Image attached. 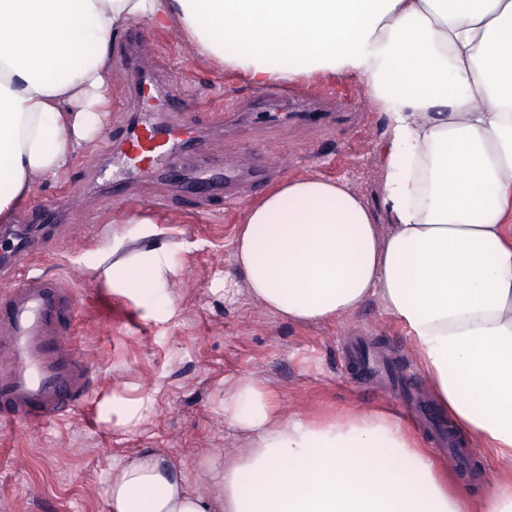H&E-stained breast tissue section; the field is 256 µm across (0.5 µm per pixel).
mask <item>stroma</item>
I'll list each match as a JSON object with an SVG mask.
<instances>
[{"label": "stroma", "instance_id": "1", "mask_svg": "<svg viewBox=\"0 0 512 512\" xmlns=\"http://www.w3.org/2000/svg\"><path fill=\"white\" fill-rule=\"evenodd\" d=\"M138 29L159 62L198 101L191 121L203 132L221 133L209 152L183 153L182 172L217 179L236 174L235 161L246 149L251 164L268 169L274 162L259 149L274 142L288 154L283 178L342 180L379 205L388 118L365 106L364 81L321 75L306 82L308 92H331L341 105L360 107L359 125L343 120L329 130L292 125L286 119L287 99L261 101L260 87L188 55L165 31L144 23ZM128 100L127 85L113 90L92 148L75 155L59 182L37 187L20 208L37 224L38 204L63 207L67 228L36 258V270L76 282L73 333L99 379L100 402L42 429L0 430V512H108L112 463L140 448L181 459L189 477H196L201 454L240 445L224 420V387L242 377L263 378L288 415L380 409L375 389L339 361L345 339L359 333L368 334L401 369L413 370L417 387L428 386L406 348L402 325L377 299L363 303L345 324L291 323L258 305L241 284L231 251L245 203L221 210L197 207L187 199V184L127 162L122 134L127 124L146 117L142 110L128 109ZM228 101L247 115L261 105L281 119L270 125L248 117L215 126V114ZM95 171L123 173L124 203L99 211V188L90 181ZM146 198L157 202L148 214L139 205ZM117 235L124 243L116 251ZM152 244L169 249L168 294L146 290L128 297L112 285V264ZM228 279L238 284L230 301L224 297ZM143 396L152 404L136 426L102 418V400L118 409ZM475 463L481 481L474 485L449 474V492L476 501L486 497L501 461L493 449L483 448Z\"/></svg>", "mask_w": 512, "mask_h": 512}]
</instances>
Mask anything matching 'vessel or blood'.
Returning a JSON list of instances; mask_svg holds the SVG:
<instances>
[{"mask_svg":"<svg viewBox=\"0 0 512 512\" xmlns=\"http://www.w3.org/2000/svg\"><path fill=\"white\" fill-rule=\"evenodd\" d=\"M125 56L132 77L131 97L157 100L161 111L151 125L127 131L125 152L149 166L166 160V173L176 174L170 160L182 146L190 144L200 151L207 144L195 125L175 119L178 113L192 111L194 100L153 66L138 31L129 33ZM32 266V252L16 250L8 270L11 283L0 290V426L51 425L90 404L99 387L73 339L75 305L70 283L32 273ZM346 358L362 380H387L389 397L410 405L427 426L436 452L448 455L459 475L468 474L472 449L460 448L453 432L431 412L425 399L410 401L403 394V387L413 382L409 372L386 365L383 356L372 354L364 336L347 344Z\"/></svg>","mask_w":512,"mask_h":512,"instance_id":"b4317fda","label":"vessel or blood"}]
</instances>
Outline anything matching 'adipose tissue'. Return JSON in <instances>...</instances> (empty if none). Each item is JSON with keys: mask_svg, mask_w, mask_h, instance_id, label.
Here are the masks:
<instances>
[{"mask_svg": "<svg viewBox=\"0 0 512 512\" xmlns=\"http://www.w3.org/2000/svg\"><path fill=\"white\" fill-rule=\"evenodd\" d=\"M134 19L257 87L364 81L388 118L380 209L340 181L289 179L246 207L234 264L294 323L378 298L457 429L512 457V0H0L1 224L92 144L122 81L112 37ZM169 271L162 246L112 265L132 294L164 292ZM224 419L244 444L205 454L199 486L142 448L113 462L109 512H512L511 477L480 503L451 494L381 413L290 416L250 376Z\"/></svg>", "mask_w": 512, "mask_h": 512, "instance_id": "1", "label": "adipose tissue"}]
</instances>
